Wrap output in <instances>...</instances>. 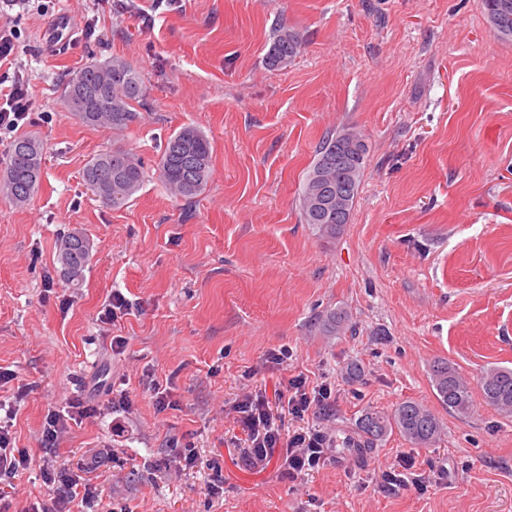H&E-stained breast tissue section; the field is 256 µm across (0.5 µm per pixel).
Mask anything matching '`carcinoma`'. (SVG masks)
I'll return each instance as SVG.
<instances>
[{"label": "carcinoma", "instance_id": "1", "mask_svg": "<svg viewBox=\"0 0 512 512\" xmlns=\"http://www.w3.org/2000/svg\"><path fill=\"white\" fill-rule=\"evenodd\" d=\"M487 22L502 40L512 41V0H483ZM304 46L302 35L285 25L275 30L265 55L267 68L288 66ZM144 97L137 68L127 59L112 56L91 60L72 71L64 83L63 104L81 123L123 131L140 119L135 104ZM367 145L363 135L343 127L319 146L300 192L304 223L316 225L323 238H334L349 223L363 176ZM43 165L41 142L29 136L15 139L7 159L0 162V197L18 208L27 205L39 189ZM212 153L209 138L198 128L184 126L165 142L156 163L159 181L175 197L191 200L211 178ZM145 178L143 163L128 149L114 147L94 155L83 170V180L103 203L121 207L140 189ZM341 185L342 202L337 207H318L316 199ZM93 242L74 228L57 243V262L63 279L79 285L92 258ZM352 329L350 314L338 308L329 313L323 331L343 336ZM431 383L442 406L460 418L473 412L471 383L446 359L433 362ZM483 402L500 414H512V368L492 366L476 385ZM436 415L419 402L406 400L390 412L368 408L359 420L366 443L378 442L391 432L411 445L429 447L439 438Z\"/></svg>", "mask_w": 512, "mask_h": 512}]
</instances>
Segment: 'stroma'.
Masks as SVG:
<instances>
[{
  "label": "stroma",
  "instance_id": "1",
  "mask_svg": "<svg viewBox=\"0 0 512 512\" xmlns=\"http://www.w3.org/2000/svg\"><path fill=\"white\" fill-rule=\"evenodd\" d=\"M63 14L77 37L48 47ZM1 23L15 40L0 89L28 84L21 132L45 157L28 206L0 197V369L13 376L0 400L16 413L13 447L38 450L49 411L80 394L99 412L60 436V453L76 463L119 450L89 474L97 512H512V418L479 400L468 418L448 413L430 379L442 358L473 381L512 368V42L482 0H0ZM283 24L305 48L270 70ZM115 55L144 84L140 119L119 134L61 102L65 74ZM186 125L212 145L210 182L188 202L155 174ZM345 126L365 136V168L349 223L323 238L299 195L323 138ZM112 146L146 170L119 209L82 178ZM74 228L94 243L77 286L56 261ZM115 290L140 308L109 325L99 313ZM339 307L355 334L323 332ZM116 335L128 341L120 355ZM299 373L329 383L336 402L306 422L330 440L325 465L292 480L278 459L245 464L232 405L274 397ZM155 379L170 380L178 410L156 411ZM115 381L127 408L108 403ZM406 400L439 419L434 446L395 432L347 446L365 408ZM188 443L203 466L166 468ZM405 455L425 488L382 490ZM211 459L224 478L214 497ZM42 464L15 477L0 512L45 499Z\"/></svg>",
  "mask_w": 512,
  "mask_h": 512
}]
</instances>
